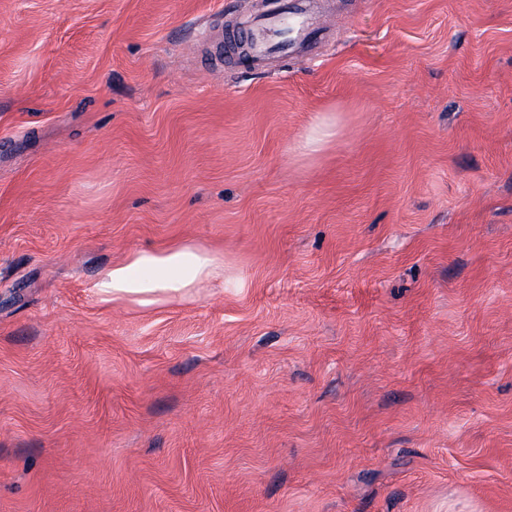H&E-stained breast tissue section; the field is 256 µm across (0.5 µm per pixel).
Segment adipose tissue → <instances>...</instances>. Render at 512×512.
I'll use <instances>...</instances> for the list:
<instances>
[{"mask_svg": "<svg viewBox=\"0 0 512 512\" xmlns=\"http://www.w3.org/2000/svg\"><path fill=\"white\" fill-rule=\"evenodd\" d=\"M222 253L181 244L163 250H140L106 268L94 284L101 302L151 305L184 297L199 284L222 278Z\"/></svg>", "mask_w": 512, "mask_h": 512, "instance_id": "ef3b65f1", "label": "adipose tissue"}]
</instances>
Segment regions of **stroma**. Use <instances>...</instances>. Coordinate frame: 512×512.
Wrapping results in <instances>:
<instances>
[{"mask_svg": "<svg viewBox=\"0 0 512 512\" xmlns=\"http://www.w3.org/2000/svg\"><path fill=\"white\" fill-rule=\"evenodd\" d=\"M257 3L0 0V512H512V0ZM273 4L254 17L241 33L237 32L251 50L250 58L246 60L251 64H264L274 54L288 55L304 49L314 36L308 0H285ZM285 29H289L290 34L283 38L281 32ZM224 277L222 253L195 244L140 250L106 268L93 288L100 301L151 305L184 297L199 284Z\"/></svg>", "mask_w": 512, "mask_h": 512, "instance_id": "35a3bbf8", "label": "stroma"}]
</instances>
